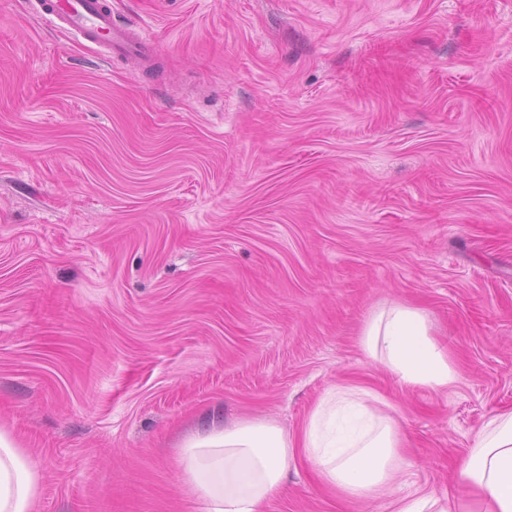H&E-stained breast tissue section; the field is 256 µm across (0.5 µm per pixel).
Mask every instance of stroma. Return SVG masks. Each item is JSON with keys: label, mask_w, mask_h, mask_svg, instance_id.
<instances>
[{"label": "stroma", "mask_w": 512, "mask_h": 512, "mask_svg": "<svg viewBox=\"0 0 512 512\" xmlns=\"http://www.w3.org/2000/svg\"><path fill=\"white\" fill-rule=\"evenodd\" d=\"M147 69L0 0V430L36 512H203L209 412L299 439L337 386L402 434L401 494L512 412V0H109ZM424 309L456 379L361 345ZM262 512H395L296 451Z\"/></svg>", "instance_id": "stroma-1"}]
</instances>
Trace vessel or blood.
Returning a JSON list of instances; mask_svg holds the SVG:
<instances>
[{"mask_svg": "<svg viewBox=\"0 0 512 512\" xmlns=\"http://www.w3.org/2000/svg\"><path fill=\"white\" fill-rule=\"evenodd\" d=\"M49 26L61 28L107 50L109 55L148 57L155 42L140 29L116 23L107 0H36Z\"/></svg>", "mask_w": 512, "mask_h": 512, "instance_id": "obj_1", "label": "vessel or blood"}]
</instances>
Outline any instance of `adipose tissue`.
Here are the masks:
<instances>
[{"instance_id":"obj_1","label":"adipose tissue","mask_w":512,"mask_h":512,"mask_svg":"<svg viewBox=\"0 0 512 512\" xmlns=\"http://www.w3.org/2000/svg\"><path fill=\"white\" fill-rule=\"evenodd\" d=\"M361 345L405 384L435 391L454 376L448 353L431 336L426 313L387 303L367 321ZM372 392L339 387L316 406L299 443L269 420L211 423L186 438L178 452L180 477L204 512H261L279 494L295 448L329 484L353 496L390 490L400 474L401 434L376 414ZM460 512H512V413L491 418L455 473ZM41 474L13 437L0 431V512H33Z\"/></svg>"}]
</instances>
